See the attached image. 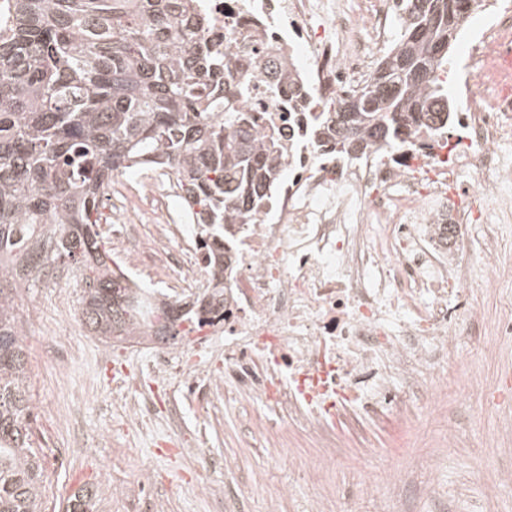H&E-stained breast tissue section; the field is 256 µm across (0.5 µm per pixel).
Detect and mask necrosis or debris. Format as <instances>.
<instances>
[{
  "instance_id": "necrosis-or-debris-1",
  "label": "necrosis or debris",
  "mask_w": 512,
  "mask_h": 512,
  "mask_svg": "<svg viewBox=\"0 0 512 512\" xmlns=\"http://www.w3.org/2000/svg\"><path fill=\"white\" fill-rule=\"evenodd\" d=\"M216 50L243 48L232 77L250 75L246 107L276 131L284 173L271 202L247 224L227 225L223 289H167L168 300L205 301L206 322L174 346L141 341V370L112 391L123 426L147 432L155 399L172 379L186 391L256 404L246 427L269 452L303 431L314 465L293 473L314 481L345 464L335 427L402 419L415 396L437 407L452 367L470 371L457 348L478 317L474 295L512 278L501 262L502 226L512 222V9L487 11L469 33L466 74L452 130L420 129L408 142L340 155L308 137L287 92L272 96L275 63L311 52L299 75L318 102L351 96L391 39L397 0L357 15L350 0H201ZM232 41H225V34ZM162 206L152 249L184 278L208 279L212 242L191 232L173 172L145 176ZM479 228L472 250L468 228Z\"/></svg>"
}]
</instances>
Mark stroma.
Wrapping results in <instances>:
<instances>
[{"mask_svg": "<svg viewBox=\"0 0 512 512\" xmlns=\"http://www.w3.org/2000/svg\"><path fill=\"white\" fill-rule=\"evenodd\" d=\"M80 290L66 278H56L22 299L33 398L38 405L33 431L46 458L43 512H64L66 500L81 487L97 494L98 512H140L137 497L113 498V481L134 482L144 467H152L154 493L164 512H214L212 502L200 495L197 481L223 484L222 472L201 470L195 460L166 459L152 445L127 434L112 407V372L124 365L135 371L139 353L113 351L111 341L94 336L79 321ZM512 307V279L500 281L480 301L474 334L482 347L462 343L461 356L486 381L504 370L512 371V346L497 348L493 319ZM67 357L65 372L40 362L42 354ZM466 377L454 373L439 410L415 402L405 422L392 419L368 424L363 434L338 428L347 456H360L371 444L373 497L365 512H512V436L505 434L499 415L477 413L475 400L465 392ZM174 431L201 435V452L238 460L234 477L247 491L242 512H268L275 484L287 480L292 465L310 462L314 450L301 432L288 433L289 454L270 462L263 446L246 445L239 430L243 418L254 414L252 405L235 401L195 402L173 395ZM60 413L73 414L76 425H58ZM440 457L437 477H430L432 457ZM395 466L400 484L385 478L383 469ZM362 492V475L337 468L324 484L293 485L278 512H306L313 495L333 500Z\"/></svg>", "mask_w": 512, "mask_h": 512, "instance_id": "stroma-1", "label": "stroma"}]
</instances>
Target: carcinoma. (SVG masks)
Returning <instances> with one entry per match:
<instances>
[{
  "label": "carcinoma",
  "mask_w": 512,
  "mask_h": 512,
  "mask_svg": "<svg viewBox=\"0 0 512 512\" xmlns=\"http://www.w3.org/2000/svg\"><path fill=\"white\" fill-rule=\"evenodd\" d=\"M195 0H0V512H42L41 448L17 300L69 270L89 281L81 320L97 336L150 335L153 303L112 280L99 199L117 173L162 163L191 223L212 237L247 224L282 175L277 136L241 103L247 78L225 82L229 52L205 39ZM462 0H402L400 35L350 101L309 118L312 137L352 154L402 134L442 133L453 105L440 74L467 13ZM298 112L313 93L290 65L274 71ZM66 512H96L81 488Z\"/></svg>",
  "instance_id": "1"
}]
</instances>
